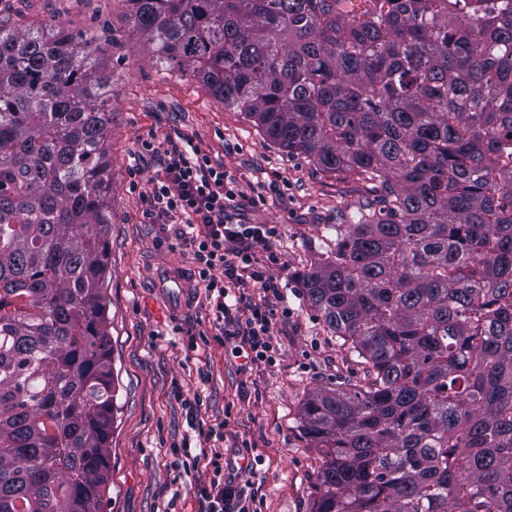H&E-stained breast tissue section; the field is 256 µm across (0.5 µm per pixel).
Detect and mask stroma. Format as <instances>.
Segmentation results:
<instances>
[{
  "label": "stroma",
  "mask_w": 512,
  "mask_h": 512,
  "mask_svg": "<svg viewBox=\"0 0 512 512\" xmlns=\"http://www.w3.org/2000/svg\"><path fill=\"white\" fill-rule=\"evenodd\" d=\"M123 0H0V17L18 28L54 21L92 38L112 85L107 141L112 210L107 296L112 319L116 407L110 481L103 512H200L212 470L187 461L207 447L209 426L225 422L224 479L262 512H315L321 456L300 408L315 389L343 387L357 367L306 304L300 274L336 243L343 223L380 184L319 171L265 139L202 82L161 71L137 43ZM189 137L213 166L243 189L276 181L279 194L245 212L246 222L278 231L276 361L243 367L233 341L210 337L212 314L198 288L189 249L175 227L149 219L143 197L163 166L141 156L140 139ZM247 456H239L241 447Z\"/></svg>",
  "instance_id": "obj_1"
}]
</instances>
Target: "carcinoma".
<instances>
[{
    "label": "carcinoma",
    "mask_w": 512,
    "mask_h": 512,
    "mask_svg": "<svg viewBox=\"0 0 512 512\" xmlns=\"http://www.w3.org/2000/svg\"><path fill=\"white\" fill-rule=\"evenodd\" d=\"M155 65L382 179L299 277L358 366L316 512H512V0H125ZM101 49L0 20V512H103L116 406Z\"/></svg>",
    "instance_id": "cac0c4a2"
}]
</instances>
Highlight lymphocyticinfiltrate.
Returning <instances> with one entry per match:
<instances>
[{"mask_svg":"<svg viewBox=\"0 0 512 512\" xmlns=\"http://www.w3.org/2000/svg\"><path fill=\"white\" fill-rule=\"evenodd\" d=\"M140 154H162L161 174L145 195L146 215L176 224L177 240L190 248L198 284L207 292L213 327L224 339L236 340L247 365L275 360L273 327L287 320V311L271 301L278 284L270 272L277 261L275 225L248 224L245 209L266 202L263 193L247 195L226 170L211 161L189 138L159 144L142 140ZM203 512H254L233 482L212 479L203 489Z\"/></svg>","mask_w":512,"mask_h":512,"instance_id":"1","label":"lymphocytic infiltrate"}]
</instances>
